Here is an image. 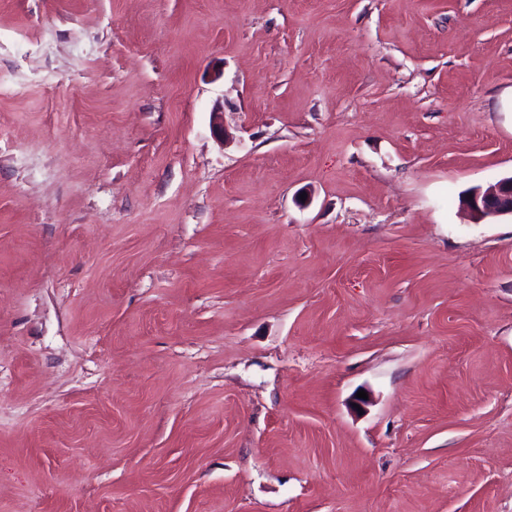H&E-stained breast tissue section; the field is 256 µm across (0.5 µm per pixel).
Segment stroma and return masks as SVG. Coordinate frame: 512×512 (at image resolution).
Segmentation results:
<instances>
[{"instance_id":"obj_1","label":"stroma","mask_w":512,"mask_h":512,"mask_svg":"<svg viewBox=\"0 0 512 512\" xmlns=\"http://www.w3.org/2000/svg\"><path fill=\"white\" fill-rule=\"evenodd\" d=\"M510 175L512 0H0V512H512ZM472 199L462 197L461 206L471 216L473 223L504 215L512 217V176L502 178L483 189L475 187L469 193Z\"/></svg>"}]
</instances>
